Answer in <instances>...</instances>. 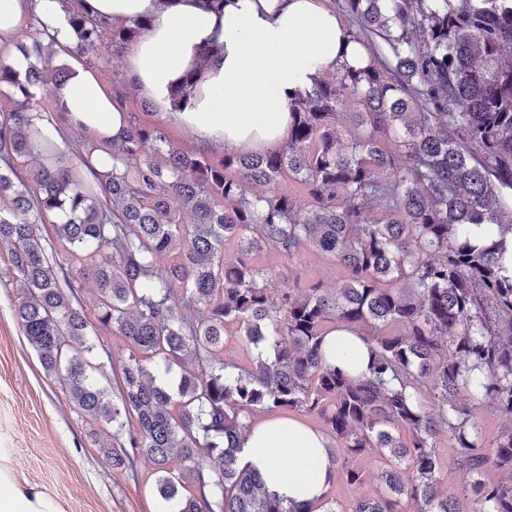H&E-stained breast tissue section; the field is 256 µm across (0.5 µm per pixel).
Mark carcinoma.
Instances as JSON below:
<instances>
[{
    "mask_svg": "<svg viewBox=\"0 0 512 512\" xmlns=\"http://www.w3.org/2000/svg\"><path fill=\"white\" fill-rule=\"evenodd\" d=\"M371 61L288 98L290 133L263 153L206 155L128 121L112 167L86 178L43 133L34 89L67 68L32 66L0 114V251L22 285L18 323L44 370L97 425L116 468L146 460L178 512H342L286 503L238 462L259 415L317 418L352 459L387 450L380 488L349 512H512V428L488 450L487 410L512 418V0H338ZM74 52L122 48L143 22L73 14ZM36 165L24 171L20 158ZM298 183L309 202L279 189ZM237 242L233 255L227 243ZM316 250L339 288L302 290L256 267ZM95 288L94 314L81 307ZM104 329L124 338L112 377L71 354ZM355 331L368 374L327 363L325 338ZM274 355L240 360L232 337ZM428 390H423L424 384ZM474 478L459 496L437 440ZM499 472L496 480L485 473Z\"/></svg>",
    "mask_w": 512,
    "mask_h": 512,
    "instance_id": "obj_1",
    "label": "carcinoma"
}]
</instances>
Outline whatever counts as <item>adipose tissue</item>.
<instances>
[{
  "label": "adipose tissue",
  "instance_id": "adipose-tissue-1",
  "mask_svg": "<svg viewBox=\"0 0 512 512\" xmlns=\"http://www.w3.org/2000/svg\"><path fill=\"white\" fill-rule=\"evenodd\" d=\"M80 7L117 27L142 22L126 53L129 77L157 112L190 130L205 149L249 153L280 147L289 134V92L310 89L321 74L369 62L366 48L353 41L326 0H225L218 9L209 0H81ZM29 16L54 49L76 44L71 11L60 0H0V44L11 43ZM215 43L222 52L201 61L202 51ZM192 70L197 87L189 102L175 104L172 92ZM54 96L63 126L98 142H109L126 125L125 112L80 63H72ZM325 354L351 376L367 371L363 336L331 332ZM239 464L257 471L270 493L288 500L318 502L334 479L326 436L291 417H267L254 425ZM0 512L62 509L51 496L21 488L0 466Z\"/></svg>",
  "mask_w": 512,
  "mask_h": 512
}]
</instances>
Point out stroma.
<instances>
[{
    "label": "stroma",
    "mask_w": 512,
    "mask_h": 512,
    "mask_svg": "<svg viewBox=\"0 0 512 512\" xmlns=\"http://www.w3.org/2000/svg\"><path fill=\"white\" fill-rule=\"evenodd\" d=\"M81 61L137 122L161 126L172 146L197 151L187 129L157 111L142 109V98L127 78L126 55L113 50L111 37H104L98 50ZM258 262L302 288L329 291L340 283L335 265L316 252L290 261L264 253ZM8 269V257L1 252L0 450L5 459L0 463L11 469L20 486L50 495L63 512H157L161 499L149 463L138 462L133 473L108 466L85 418L58 378L44 371L14 316L18 292Z\"/></svg>",
    "instance_id": "1"
}]
</instances>
